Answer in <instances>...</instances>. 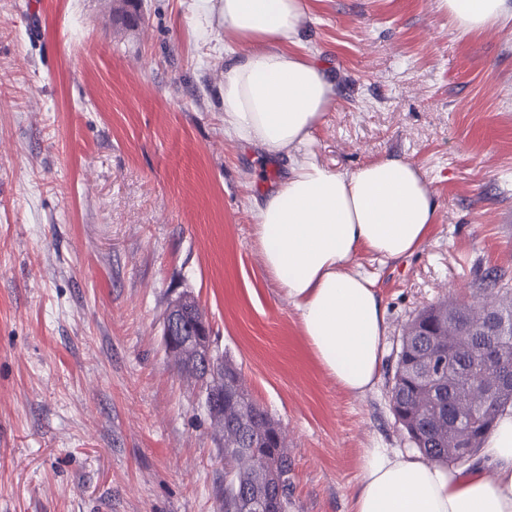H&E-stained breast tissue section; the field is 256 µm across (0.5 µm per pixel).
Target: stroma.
Here are the masks:
<instances>
[{"label":"stroma","mask_w":512,"mask_h":512,"mask_svg":"<svg viewBox=\"0 0 512 512\" xmlns=\"http://www.w3.org/2000/svg\"><path fill=\"white\" fill-rule=\"evenodd\" d=\"M308 4L297 48L335 88L312 150L413 161L438 201L416 252L357 256L388 323L360 396L263 267L255 201L288 159L225 133L217 95L249 45L197 0H0V512H224L222 444L163 342L184 293L282 429L288 512H354L364 449L415 453L389 402L404 328L512 278V18L461 36L437 0Z\"/></svg>","instance_id":"35a3bbf8"}]
</instances>
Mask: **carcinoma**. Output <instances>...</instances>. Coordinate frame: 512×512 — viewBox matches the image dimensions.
<instances>
[{
  "label": "carcinoma",
  "instance_id": "cac0c4a2",
  "mask_svg": "<svg viewBox=\"0 0 512 512\" xmlns=\"http://www.w3.org/2000/svg\"><path fill=\"white\" fill-rule=\"evenodd\" d=\"M477 289L494 296L493 311L483 304L444 302L422 311L407 327L390 389L396 420L409 439L430 460L464 465L479 451L498 413L512 405V387L496 388L499 375L482 367L483 353L494 349L512 359V335L500 336L491 316L512 321V283L494 271L476 278ZM251 408L253 429L239 433L225 418L229 433L240 435L242 448L264 458L268 476L245 468L239 457L224 452V512H241L244 499L267 494L271 488L288 497L292 462L288 449L271 435L278 424L244 387L243 377L224 361V406Z\"/></svg>",
  "mask_w": 512,
  "mask_h": 512
}]
</instances>
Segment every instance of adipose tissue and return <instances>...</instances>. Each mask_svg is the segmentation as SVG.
Listing matches in <instances>:
<instances>
[{
    "instance_id": "obj_1",
    "label": "adipose tissue",
    "mask_w": 512,
    "mask_h": 512,
    "mask_svg": "<svg viewBox=\"0 0 512 512\" xmlns=\"http://www.w3.org/2000/svg\"><path fill=\"white\" fill-rule=\"evenodd\" d=\"M453 29L484 30L512 12V0H439ZM218 14L228 40L252 44L219 89L228 134L284 152L287 178L257 206L255 237L267 274L297 309L320 366L352 395L374 388L387 335L374 283L355 260L414 253L426 241L438 202L425 172L385 157L351 171L318 162L312 132L335 91L321 65L293 46L307 0H200ZM354 512H512V407L505 408L471 471L419 455L365 449Z\"/></svg>"
}]
</instances>
